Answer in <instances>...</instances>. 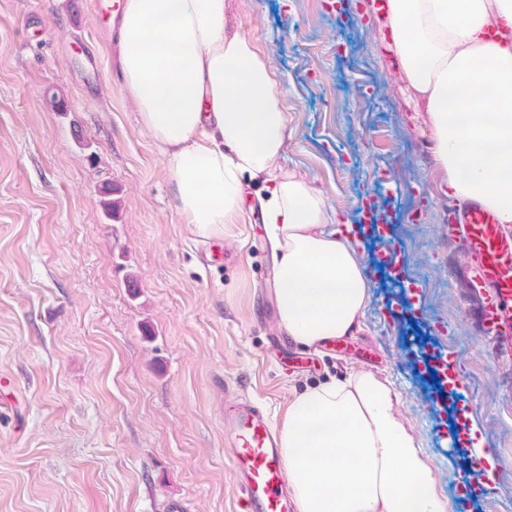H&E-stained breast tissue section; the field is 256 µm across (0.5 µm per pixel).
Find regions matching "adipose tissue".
Wrapping results in <instances>:
<instances>
[{"label":"adipose tissue","instance_id":"adipose-tissue-1","mask_svg":"<svg viewBox=\"0 0 512 512\" xmlns=\"http://www.w3.org/2000/svg\"><path fill=\"white\" fill-rule=\"evenodd\" d=\"M384 18L449 192L512 225V0H388ZM227 26L226 0H123L120 71L197 234L237 223L244 178L263 182L277 328L310 349L359 328L370 285L350 226L279 167L288 114L277 76ZM393 399L362 371L294 395L278 437L297 512H452Z\"/></svg>","mask_w":512,"mask_h":512}]
</instances>
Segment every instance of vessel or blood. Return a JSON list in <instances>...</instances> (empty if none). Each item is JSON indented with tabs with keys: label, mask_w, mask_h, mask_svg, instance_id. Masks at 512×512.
Returning <instances> with one entry per match:
<instances>
[{
	"label": "vessel or blood",
	"mask_w": 512,
	"mask_h": 512,
	"mask_svg": "<svg viewBox=\"0 0 512 512\" xmlns=\"http://www.w3.org/2000/svg\"><path fill=\"white\" fill-rule=\"evenodd\" d=\"M452 222L465 246L476 284L486 289L487 332L512 350V227L477 202L452 205ZM224 444L232 450L237 489L245 512H296L277 438L264 410L237 404L224 418Z\"/></svg>",
	"instance_id": "obj_1"
}]
</instances>
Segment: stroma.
<instances>
[{
  "mask_svg": "<svg viewBox=\"0 0 512 512\" xmlns=\"http://www.w3.org/2000/svg\"><path fill=\"white\" fill-rule=\"evenodd\" d=\"M228 3L281 77L279 166L353 224L373 197L400 278L363 234L360 330L301 352L277 329L261 183L245 181L238 223L198 235L125 90L110 19L92 0H0V512H240L225 408L253 401L277 429L296 391L359 370L390 384L453 512H512V359L483 329L382 11ZM426 350L447 355L458 397L431 384ZM460 424L468 438L449 447ZM465 479L491 490L465 493Z\"/></svg>",
  "mask_w": 512,
  "mask_h": 512,
  "instance_id": "35a3bbf8",
  "label": "stroma"
}]
</instances>
